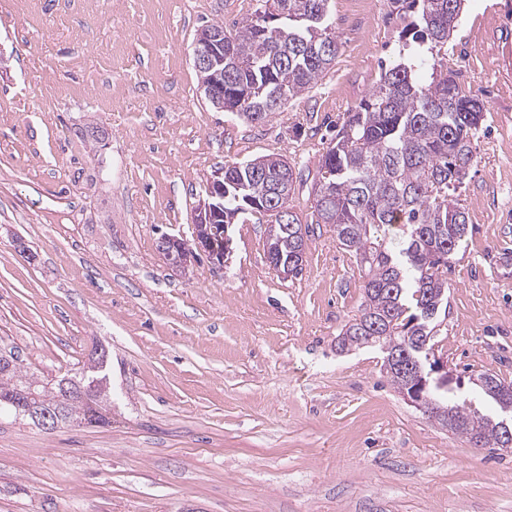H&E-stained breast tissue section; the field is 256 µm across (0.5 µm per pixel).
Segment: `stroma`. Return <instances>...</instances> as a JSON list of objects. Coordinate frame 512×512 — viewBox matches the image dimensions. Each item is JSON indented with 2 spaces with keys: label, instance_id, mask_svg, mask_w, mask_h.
Segmentation results:
<instances>
[{
  "label": "stroma",
  "instance_id": "stroma-1",
  "mask_svg": "<svg viewBox=\"0 0 512 512\" xmlns=\"http://www.w3.org/2000/svg\"><path fill=\"white\" fill-rule=\"evenodd\" d=\"M256 0H0V354L52 380L93 347L112 421L52 431L0 413V512H512V453L408 405L379 349L337 353L363 278L310 221L338 121L398 50L387 0H330L339 53L264 123L215 111L190 57L203 22ZM512 0H469L444 62L485 105L462 189L465 240L436 338L455 374L512 382ZM279 154L300 174L301 276L267 222L232 227L224 267L169 268L162 234L224 162Z\"/></svg>",
  "mask_w": 512,
  "mask_h": 512
}]
</instances>
